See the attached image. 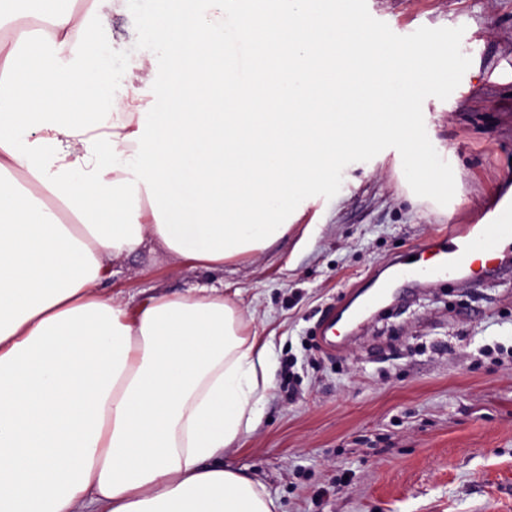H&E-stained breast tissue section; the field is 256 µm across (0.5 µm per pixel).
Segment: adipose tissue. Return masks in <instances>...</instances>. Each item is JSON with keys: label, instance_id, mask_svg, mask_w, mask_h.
<instances>
[{"label": "adipose tissue", "instance_id": "obj_1", "mask_svg": "<svg viewBox=\"0 0 512 512\" xmlns=\"http://www.w3.org/2000/svg\"><path fill=\"white\" fill-rule=\"evenodd\" d=\"M141 0L160 56L115 78L99 0H0V512H277L224 453L256 427L268 350L217 288L106 293L152 242L217 270L285 238L340 165L400 138L429 47L360 38L352 0Z\"/></svg>", "mask_w": 512, "mask_h": 512}]
</instances>
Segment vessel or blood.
Listing matches in <instances>:
<instances>
[{"label": "vessel or blood", "mask_w": 512, "mask_h": 512, "mask_svg": "<svg viewBox=\"0 0 512 512\" xmlns=\"http://www.w3.org/2000/svg\"><path fill=\"white\" fill-rule=\"evenodd\" d=\"M509 242L512 243V197H503L495 202L489 223L472 224L465 229L449 225L447 236L423 247L431 254V262L419 258L402 261L394 276L411 283L465 278L472 275L474 267L484 268L495 261L497 247Z\"/></svg>", "instance_id": "vessel-or-blood-1"}]
</instances>
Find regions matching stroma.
<instances>
[{
  "label": "stroma",
  "instance_id": "stroma-1",
  "mask_svg": "<svg viewBox=\"0 0 512 512\" xmlns=\"http://www.w3.org/2000/svg\"><path fill=\"white\" fill-rule=\"evenodd\" d=\"M116 73L156 55L133 0H105ZM360 36L430 45L438 79L415 103L460 179L447 206L414 202L385 158H361L285 239L207 272L149 246L112 266L108 292L137 301L220 286L269 344L273 387L227 463L281 512H512V278L395 284L362 299L401 257L452 224H483L512 194V0H358ZM348 315L328 353L315 336Z\"/></svg>",
  "mask_w": 512,
  "mask_h": 512
}]
</instances>
